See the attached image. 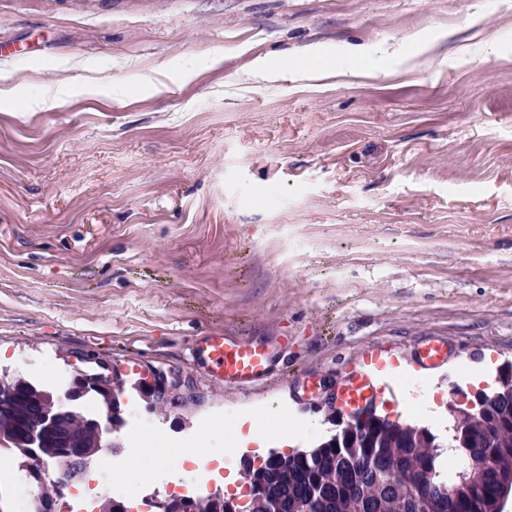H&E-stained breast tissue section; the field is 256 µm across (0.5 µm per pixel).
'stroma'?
I'll return each instance as SVG.
<instances>
[{
    "instance_id": "35a3bbf8",
    "label": "stroma",
    "mask_w": 512,
    "mask_h": 512,
    "mask_svg": "<svg viewBox=\"0 0 512 512\" xmlns=\"http://www.w3.org/2000/svg\"><path fill=\"white\" fill-rule=\"evenodd\" d=\"M416 32L435 47L409 64ZM309 45L369 49L373 74L245 80ZM162 68L167 92L137 93ZM1 88L0 374L61 401L121 371L122 407L220 454L243 446L225 412L271 405L314 447L373 352L385 413L423 383L439 433L463 368L489 389L512 361V0H0ZM215 330L272 343L276 376L244 392L192 364ZM431 336L448 359L417 366Z\"/></svg>"
}]
</instances>
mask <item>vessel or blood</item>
Instances as JSON below:
<instances>
[{
	"label": "vessel or blood",
	"mask_w": 512,
	"mask_h": 512,
	"mask_svg": "<svg viewBox=\"0 0 512 512\" xmlns=\"http://www.w3.org/2000/svg\"><path fill=\"white\" fill-rule=\"evenodd\" d=\"M447 357V341L430 338L415 349L413 361L420 366H431L443 363ZM192 361L204 364L215 379L242 389L268 379L276 369L273 345L221 331L210 332L195 342ZM379 396L380 391L369 372L363 369L343 380L333 399L342 414L354 418Z\"/></svg>",
	"instance_id": "vessel-or-blood-1"
}]
</instances>
